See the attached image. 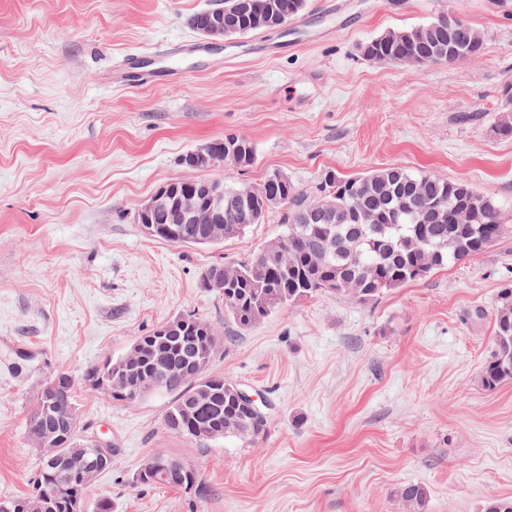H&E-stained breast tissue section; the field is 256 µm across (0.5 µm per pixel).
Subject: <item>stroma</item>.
Listing matches in <instances>:
<instances>
[{"instance_id":"stroma-1","label":"stroma","mask_w":512,"mask_h":512,"mask_svg":"<svg viewBox=\"0 0 512 512\" xmlns=\"http://www.w3.org/2000/svg\"><path fill=\"white\" fill-rule=\"evenodd\" d=\"M215 0H0V499L30 492L41 457L27 418L45 381L78 379L84 435L112 443L86 512H482L512 497V381L479 379L494 312L512 286V232L474 260L358 302L330 294L238 328L202 285L279 236L282 209L214 246L173 244L138 224L160 186L211 169L181 157L224 135L256 149L229 184L276 170L315 193L323 172L399 167L465 181L512 215V138L494 126L512 101V0H307L291 33L247 35L186 61L177 81L123 88L127 54L200 36L187 19ZM484 34L481 56L417 68L379 64L362 44L444 11ZM222 345L214 375L265 400L252 442L190 441L162 429L168 395L133 403L87 391L91 367L184 314ZM163 454L191 489L139 486ZM173 464L175 470L171 471V479L166 483L158 480L155 476L146 474L142 475V470H144V466L147 462L139 469L135 476V483L142 486H155V485H163V486H174V487H189L196 482V473L194 470L188 468L180 461L166 456ZM398 496L403 503L413 512H422L427 500V490L419 483H407L402 485Z\"/></svg>"}]
</instances>
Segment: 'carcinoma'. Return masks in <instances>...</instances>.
<instances>
[{"instance_id": "obj_1", "label": "carcinoma", "mask_w": 512, "mask_h": 512, "mask_svg": "<svg viewBox=\"0 0 512 512\" xmlns=\"http://www.w3.org/2000/svg\"><path fill=\"white\" fill-rule=\"evenodd\" d=\"M249 33L266 32L264 19L288 14L295 18L305 0H249ZM365 57L381 64L400 65L412 54H426L433 64L448 63V15L406 28L388 29L362 45ZM227 151L242 156L240 166L255 162L253 144L245 137L224 142ZM283 200L285 232L248 258L225 262L224 308L235 324L249 328L274 311L322 293L366 302L384 293L418 282L449 264L464 263L485 253L512 226L487 194L458 180L436 174H413L398 167L377 169L361 176L342 177L330 170L320 180L317 194L309 195L284 178L279 171L267 173L261 183L243 193L241 185L224 186V238L244 234L260 223L268 210L266 200ZM472 208L469 224H454V214ZM140 351L128 366L129 374L108 391L101 379L109 366L120 367L123 358L105 362L86 372L84 382L92 392H103L114 400L133 402L130 395L135 368L164 378L159 391L171 397L162 426L171 430L178 420V434L191 441L255 439L265 431L266 419L240 409L233 397L234 384L220 375L191 377L181 368L177 348L198 347L210 362L220 339L208 320L191 315L178 338L161 343L158 330L138 337ZM480 380L489 388L512 381V289H503L494 319L493 350L481 370ZM45 431L59 438V450L79 455L83 442L59 437L53 426L30 415L28 435ZM171 479L162 482L152 475L137 473L135 483H162L189 487L196 473L171 459ZM86 487L76 478H62L47 461H40L32 493L6 500L11 512H36L35 501L52 493L49 512H70L72 500L84 498ZM398 496L411 512H423L427 490L407 483Z\"/></svg>"}]
</instances>
